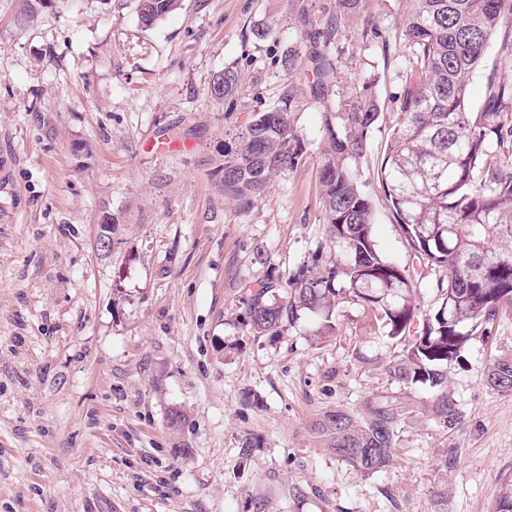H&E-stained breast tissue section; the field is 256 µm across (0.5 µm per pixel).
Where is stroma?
I'll use <instances>...</instances> for the list:
<instances>
[{
	"label": "stroma",
	"instance_id": "obj_1",
	"mask_svg": "<svg viewBox=\"0 0 512 512\" xmlns=\"http://www.w3.org/2000/svg\"><path fill=\"white\" fill-rule=\"evenodd\" d=\"M336 4L182 0L146 28L138 0H0V512H438L442 493L447 512H492L512 478V395L486 375L512 358V309L448 369L452 431L429 389L390 376L406 344L365 304H339L326 336L307 311L274 338L242 324L268 268L337 255L324 124L365 86L381 118L354 173L379 250L408 259L378 172L410 79L411 0H365L328 42ZM227 66L237 89L214 99ZM284 104L302 156L242 205L224 191V139ZM382 398L403 409L399 439L367 476L314 423ZM238 83V75L234 67H224L213 76L210 82V94L214 99H224L233 94Z\"/></svg>",
	"mask_w": 512,
	"mask_h": 512
}]
</instances>
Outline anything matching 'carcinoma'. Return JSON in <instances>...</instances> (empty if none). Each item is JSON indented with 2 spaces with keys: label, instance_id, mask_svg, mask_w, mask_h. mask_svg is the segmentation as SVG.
I'll list each match as a JSON object with an SVG mask.
<instances>
[{
  "label": "carcinoma",
  "instance_id": "carcinoma-1",
  "mask_svg": "<svg viewBox=\"0 0 512 512\" xmlns=\"http://www.w3.org/2000/svg\"><path fill=\"white\" fill-rule=\"evenodd\" d=\"M179 7L180 0H138V19L148 27ZM498 34L502 51L512 56V0H413L406 20L413 64L380 184L412 257L440 269L430 284L439 293L438 308L414 324L408 296L421 282L409 266L387 260L374 241L372 199L352 169L380 119L377 102L365 94L353 102L343 128L325 124L320 183L327 236L340 259L326 262L317 254L287 277L270 268L244 302L249 332L270 337L302 310L320 318L319 334L326 335L340 301L367 304L388 336L410 338L389 373L431 389L432 414L446 430L459 426L461 412L440 367L456 361L469 336L487 333L499 311L512 307V158L504 151L512 138V77L489 74L482 110L469 108L471 79ZM237 83L227 66L213 76L210 94L229 97ZM276 113L272 124L257 113L224 143V192L245 206L278 171L298 162L290 114L285 108ZM487 384L511 395L512 359L495 361ZM401 412L389 399L368 402L366 416L329 408L315 429L338 458L370 475L392 463ZM494 512H512V480L502 483Z\"/></svg>",
  "mask_w": 512,
  "mask_h": 512
}]
</instances>
